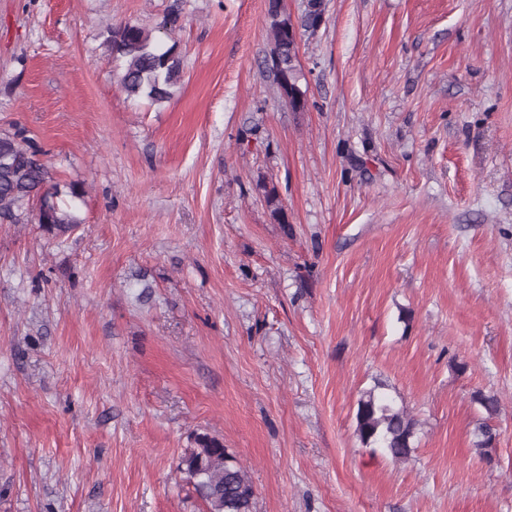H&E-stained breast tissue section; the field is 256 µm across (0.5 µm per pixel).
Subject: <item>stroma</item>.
I'll return each mask as SVG.
<instances>
[{
  "label": "stroma",
  "mask_w": 512,
  "mask_h": 512,
  "mask_svg": "<svg viewBox=\"0 0 512 512\" xmlns=\"http://www.w3.org/2000/svg\"><path fill=\"white\" fill-rule=\"evenodd\" d=\"M268 2L0 0V131L87 190L0 224V512H206L198 433L256 512H512V0H323L300 112ZM174 8L177 90L130 100L104 37ZM378 380L403 463L355 433ZM180 468L207 512L255 511V491L245 466L216 437L198 435L194 446L184 450Z\"/></svg>",
  "instance_id": "obj_1"
}]
</instances>
